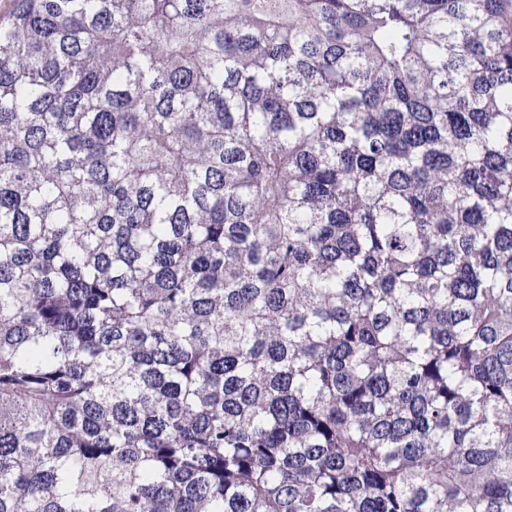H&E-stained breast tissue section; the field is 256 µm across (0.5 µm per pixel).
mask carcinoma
<instances>
[{
    "instance_id": "obj_1",
    "label": "carcinoma",
    "mask_w": 512,
    "mask_h": 512,
    "mask_svg": "<svg viewBox=\"0 0 512 512\" xmlns=\"http://www.w3.org/2000/svg\"><path fill=\"white\" fill-rule=\"evenodd\" d=\"M0 512H512V0H15Z\"/></svg>"
}]
</instances>
